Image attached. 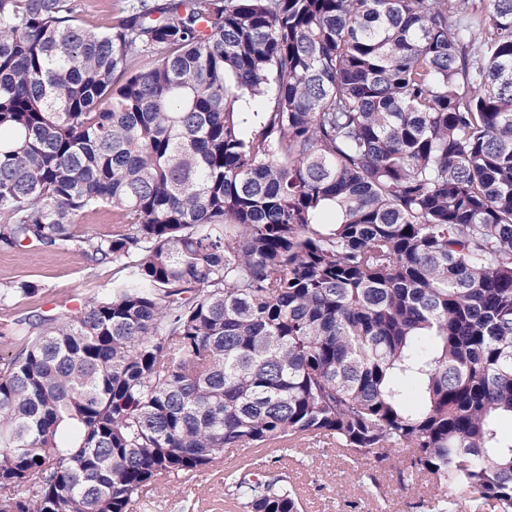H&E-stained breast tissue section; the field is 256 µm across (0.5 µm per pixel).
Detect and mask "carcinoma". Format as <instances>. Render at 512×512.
I'll return each mask as SVG.
<instances>
[{"mask_svg": "<svg viewBox=\"0 0 512 512\" xmlns=\"http://www.w3.org/2000/svg\"><path fill=\"white\" fill-rule=\"evenodd\" d=\"M68 244L121 276L0 330V512H134L226 448L270 458L238 512H304L310 441L512 512V0H0V245ZM116 0H74L75 16L84 21L109 24L115 16ZM80 229L96 234L112 233V213L104 208L84 214L81 219Z\"/></svg>", "mask_w": 512, "mask_h": 512, "instance_id": "carcinoma-1", "label": "carcinoma"}]
</instances>
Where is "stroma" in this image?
<instances>
[{"mask_svg": "<svg viewBox=\"0 0 512 512\" xmlns=\"http://www.w3.org/2000/svg\"><path fill=\"white\" fill-rule=\"evenodd\" d=\"M116 273L96 265L74 245L53 250L0 249V288L22 279L36 280L41 290L24 305L0 306V327L12 319L46 311H68L72 297L103 296ZM305 512H427L429 495L419 485L402 484L396 468L382 465L376 475L383 495L372 498L358 487L359 468L347 456L320 443L308 444L288 463ZM137 512H234L224 497L221 474L202 470L193 478L160 491Z\"/></svg>", "mask_w": 512, "mask_h": 512, "instance_id": "1", "label": "stroma"}]
</instances>
